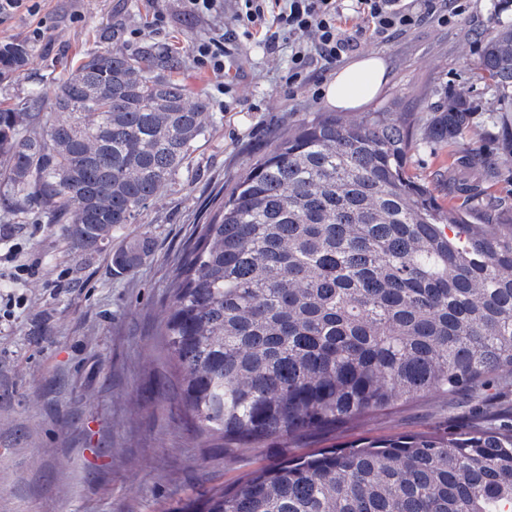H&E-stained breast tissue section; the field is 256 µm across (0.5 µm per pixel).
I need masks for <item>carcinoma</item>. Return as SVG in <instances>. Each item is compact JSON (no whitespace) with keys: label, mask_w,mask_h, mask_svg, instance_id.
I'll return each mask as SVG.
<instances>
[{"label":"carcinoma","mask_w":512,"mask_h":512,"mask_svg":"<svg viewBox=\"0 0 512 512\" xmlns=\"http://www.w3.org/2000/svg\"><path fill=\"white\" fill-rule=\"evenodd\" d=\"M32 51L0 46V81ZM178 58L88 53L52 89L0 105V203L36 208L79 256L178 184L216 121ZM474 77L494 147L464 145L478 107L436 87L417 119L319 112L252 162L185 249L159 336L193 431L214 448L301 438L432 392L512 374V227L477 231L408 168L454 145L464 172L512 168V20L493 7ZM144 230L111 251L133 273ZM317 450L180 512H512V418Z\"/></svg>","instance_id":"carcinoma-1"}]
</instances>
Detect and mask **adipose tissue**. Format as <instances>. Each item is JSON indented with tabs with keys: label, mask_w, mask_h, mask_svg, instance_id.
I'll use <instances>...</instances> for the list:
<instances>
[{
	"label": "adipose tissue",
	"mask_w": 512,
	"mask_h": 512,
	"mask_svg": "<svg viewBox=\"0 0 512 512\" xmlns=\"http://www.w3.org/2000/svg\"><path fill=\"white\" fill-rule=\"evenodd\" d=\"M387 64L376 54L363 55L337 70L324 95L334 108L351 112L373 98L387 79Z\"/></svg>",
	"instance_id": "obj_1"
}]
</instances>
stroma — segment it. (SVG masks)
Listing matches in <instances>:
<instances>
[{
    "mask_svg": "<svg viewBox=\"0 0 512 512\" xmlns=\"http://www.w3.org/2000/svg\"><path fill=\"white\" fill-rule=\"evenodd\" d=\"M37 2L34 12L0 18V45L34 47L18 74L0 83V100L51 88L80 55L149 48L178 54L176 78L209 99L217 123L194 151L189 173L143 215L154 249L135 273L114 271L105 251L82 259L38 211L0 209V226L9 231L0 239V297L21 300L0 319V512H178L287 458L365 439L485 427L512 411V381L496 378L478 394L430 393L301 442L209 447L187 425L159 348L170 283L209 202L293 125L328 111L324 84L293 81L287 41L270 52L238 35L235 0L206 13L191 12L185 0ZM458 3L454 22L428 21L364 45L389 66L387 83L364 109L417 113L445 83L474 96L481 115L468 141L488 148L491 102L471 68L493 0ZM223 34L235 41L215 72L195 48ZM452 153L419 146L409 168L447 205L468 211L474 228H484L488 214L512 224V180H485L468 197L454 193ZM27 266L33 275H23Z\"/></svg>",
    "mask_w": 512,
    "mask_h": 512,
    "instance_id": "stroma-1",
    "label": "stroma"
}]
</instances>
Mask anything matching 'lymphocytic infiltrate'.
I'll return each instance as SVG.
<instances>
[{
	"instance_id": "f902f5d3",
	"label": "lymphocytic infiltrate",
	"mask_w": 512,
	"mask_h": 512,
	"mask_svg": "<svg viewBox=\"0 0 512 512\" xmlns=\"http://www.w3.org/2000/svg\"><path fill=\"white\" fill-rule=\"evenodd\" d=\"M236 19L246 30L263 32L267 50H275L281 35L293 37L292 70L296 76L310 68L328 73L357 52L362 42L357 33L342 29L343 13H350L359 30H370L378 39H390L437 17L454 20L457 0H426L423 7L409 0H351L342 10L339 0H236Z\"/></svg>"
}]
</instances>
